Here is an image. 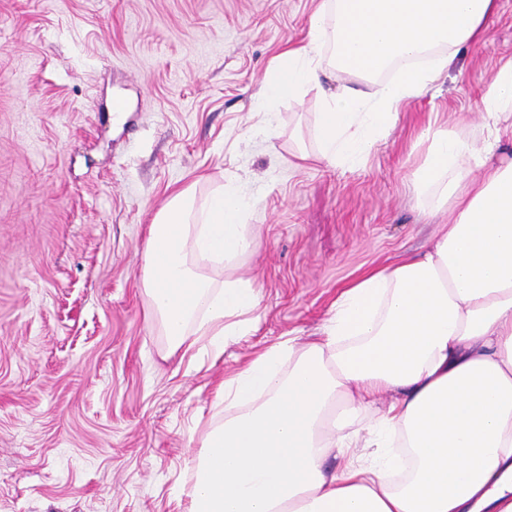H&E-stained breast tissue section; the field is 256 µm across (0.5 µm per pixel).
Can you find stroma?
<instances>
[{
    "label": "stroma",
    "mask_w": 512,
    "mask_h": 512,
    "mask_svg": "<svg viewBox=\"0 0 512 512\" xmlns=\"http://www.w3.org/2000/svg\"><path fill=\"white\" fill-rule=\"evenodd\" d=\"M320 0H0V512H188L224 379L269 344L315 340L338 292L420 253L448 216L410 174L429 122L471 135L512 58V0L400 109L364 165L295 163L336 80L253 100ZM123 120L113 117L114 104ZM255 201L258 331L220 357L171 351L148 315L143 247L173 189Z\"/></svg>",
    "instance_id": "35a3bbf8"
}]
</instances>
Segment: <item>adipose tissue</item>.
Wrapping results in <instances>:
<instances>
[{
    "instance_id": "obj_1",
    "label": "adipose tissue",
    "mask_w": 512,
    "mask_h": 512,
    "mask_svg": "<svg viewBox=\"0 0 512 512\" xmlns=\"http://www.w3.org/2000/svg\"><path fill=\"white\" fill-rule=\"evenodd\" d=\"M495 7L320 0L256 107L274 116L330 70L376 79L372 93L345 86L325 97L317 151L297 152L358 165ZM510 109L512 61L486 92L481 136L423 129L410 185L447 224L421 257L343 287L319 340L270 345L225 380L224 420L195 464L190 512H512V161L487 163ZM252 205L230 182L176 191L155 214L143 285L171 350L204 339L220 353L255 329L258 288L232 273L257 247ZM359 417L366 426L355 427Z\"/></svg>"
}]
</instances>
